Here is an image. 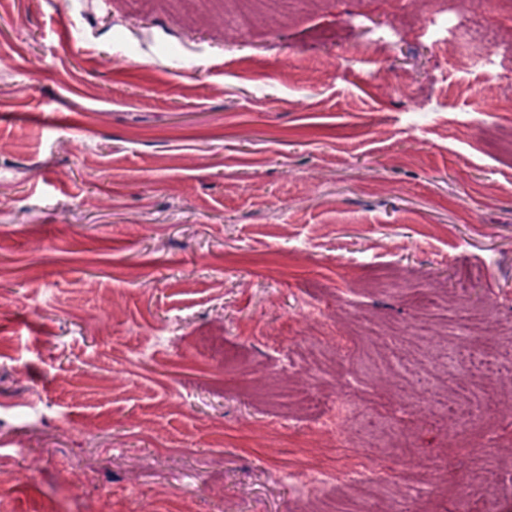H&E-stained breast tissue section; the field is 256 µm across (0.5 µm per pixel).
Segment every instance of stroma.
Listing matches in <instances>:
<instances>
[{"label":"stroma","mask_w":512,"mask_h":512,"mask_svg":"<svg viewBox=\"0 0 512 512\" xmlns=\"http://www.w3.org/2000/svg\"><path fill=\"white\" fill-rule=\"evenodd\" d=\"M478 20L512 39V0H291L229 34L224 0H0V512H358L336 470L389 449L346 399L415 512L473 483L512 512V370L488 437L396 364L425 317L452 398L512 329V48L463 66Z\"/></svg>","instance_id":"stroma-1"}]
</instances>
